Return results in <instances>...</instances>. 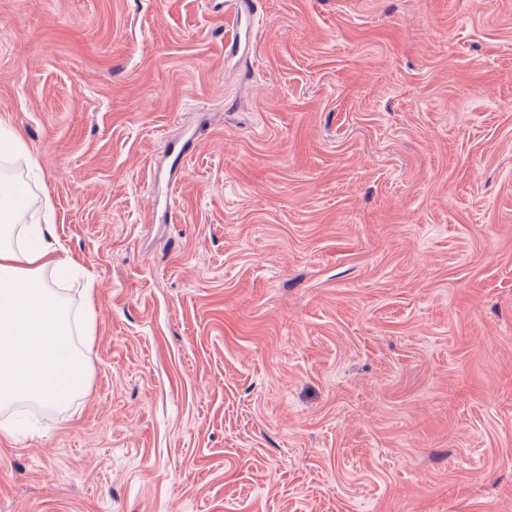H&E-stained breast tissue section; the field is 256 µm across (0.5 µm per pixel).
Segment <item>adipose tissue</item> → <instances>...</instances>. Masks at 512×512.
Listing matches in <instances>:
<instances>
[{
  "label": "adipose tissue",
  "instance_id": "ef3b65f1",
  "mask_svg": "<svg viewBox=\"0 0 512 512\" xmlns=\"http://www.w3.org/2000/svg\"><path fill=\"white\" fill-rule=\"evenodd\" d=\"M27 207L23 199L0 197V404L60 407L85 392L88 372L82 351L67 359L57 351L72 334L70 306L38 276L68 260L51 224L22 226Z\"/></svg>",
  "mask_w": 512,
  "mask_h": 512
}]
</instances>
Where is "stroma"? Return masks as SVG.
<instances>
[{"label": "stroma", "instance_id": "35a3bbf8", "mask_svg": "<svg viewBox=\"0 0 512 512\" xmlns=\"http://www.w3.org/2000/svg\"><path fill=\"white\" fill-rule=\"evenodd\" d=\"M0 0V124L93 286L0 512H512V0Z\"/></svg>", "mask_w": 512, "mask_h": 512}]
</instances>
